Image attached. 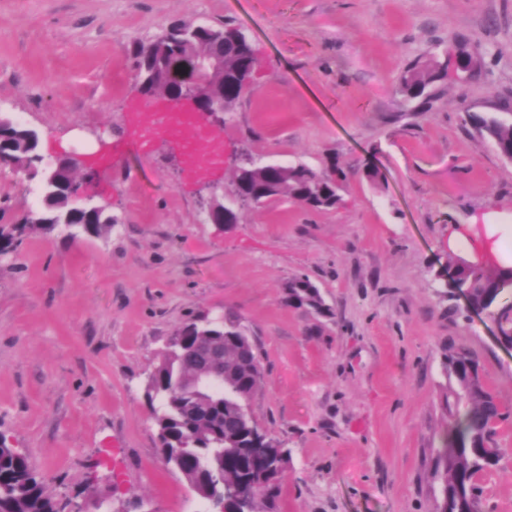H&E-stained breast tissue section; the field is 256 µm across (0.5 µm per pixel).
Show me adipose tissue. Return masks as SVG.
Returning a JSON list of instances; mask_svg holds the SVG:
<instances>
[{"label": "adipose tissue", "instance_id": "ef3b65f1", "mask_svg": "<svg viewBox=\"0 0 512 512\" xmlns=\"http://www.w3.org/2000/svg\"><path fill=\"white\" fill-rule=\"evenodd\" d=\"M448 248L470 262L512 267V225L472 223L448 229Z\"/></svg>", "mask_w": 512, "mask_h": 512}]
</instances>
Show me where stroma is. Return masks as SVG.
Returning a JSON list of instances; mask_svg holds the SVG:
<instances>
[{
	"label": "stroma",
	"mask_w": 512,
	"mask_h": 512,
	"mask_svg": "<svg viewBox=\"0 0 512 512\" xmlns=\"http://www.w3.org/2000/svg\"><path fill=\"white\" fill-rule=\"evenodd\" d=\"M175 21L239 28L260 59L212 128L224 162L204 181L168 142L129 135L130 106L153 105L135 50ZM461 46L470 71L403 106L407 66ZM472 113L512 117V0H0V114L36 129L45 159L81 154L71 206L117 219L98 236L32 232L0 259V435L62 512L208 508L165 463L145 382L184 322L227 313L264 370L250 412L290 452L278 512H430L452 345L510 414L475 487L482 512H512V347L448 286L449 225H512V161ZM247 155L338 162L340 206L280 197L205 223L211 188L231 192ZM33 187L0 168V225L37 209ZM297 275L329 315L288 305Z\"/></svg>",
	"instance_id": "35a3bbf8"
}]
</instances>
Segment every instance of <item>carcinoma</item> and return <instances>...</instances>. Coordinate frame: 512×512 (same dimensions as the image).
<instances>
[{
  "label": "carcinoma",
  "instance_id": "cac0c4a2",
  "mask_svg": "<svg viewBox=\"0 0 512 512\" xmlns=\"http://www.w3.org/2000/svg\"><path fill=\"white\" fill-rule=\"evenodd\" d=\"M244 33L231 28L177 22L152 42V50L143 55L136 49L139 73L152 71L156 86H166V71L178 56L212 52L224 46V72L250 76L254 56L240 54L238 38ZM446 76V65L414 62L402 76L399 93L405 102L428 98V88ZM486 135L502 155L512 154V124L496 118L478 117ZM36 131L13 127L0 117V151L14 148V165L30 168ZM248 180L257 189L260 201L281 195L299 200L310 210H328L340 201L338 184L347 180L339 164L327 174L305 164L283 169L252 168L235 175ZM39 212L23 218L22 223L0 226V251H14L24 236L34 230L52 232L55 222L70 210L68 198L54 184L42 186ZM457 278L449 287L459 291L470 309L485 314L497 326L503 343L512 347V304L502 305L500 296L512 288V268L491 272L479 265L461 264ZM288 302L318 314L327 313L318 289L306 276L288 280ZM198 347L222 352L223 387L213 390L200 386L206 371L192 359ZM445 368L452 380L444 406L448 426L442 446L435 449L432 478L434 500L432 512H479L474 478L498 464L500 449L493 436L505 413L494 394L487 388L479 364L467 351L448 352ZM263 380L261 361L239 324L226 315L224 326L217 322L183 324L166 344L162 360L150 373L146 393L157 428L159 446L172 464L194 489L229 488L243 485L244 502L240 512H276L280 478H269L265 469L273 465L281 474L288 466V449L268 436L254 434L247 405L260 389ZM264 449L255 456L253 449ZM0 512H58L56 502L48 496L36 478L28 458L12 448L0 436Z\"/></svg>",
  "mask_w": 512,
  "mask_h": 512
}]
</instances>
